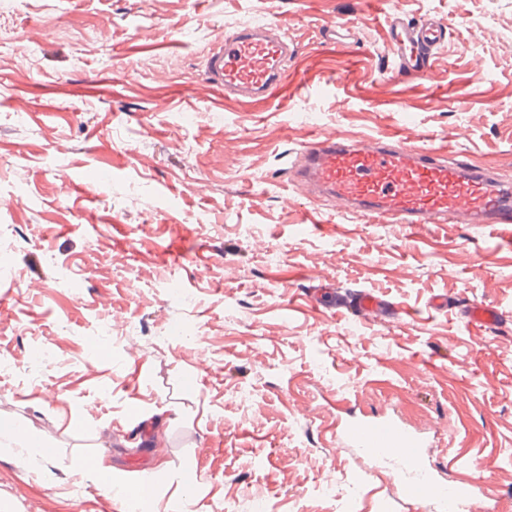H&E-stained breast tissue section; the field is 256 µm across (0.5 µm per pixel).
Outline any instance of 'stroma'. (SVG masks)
<instances>
[{
	"label": "stroma",
	"instance_id": "stroma-1",
	"mask_svg": "<svg viewBox=\"0 0 512 512\" xmlns=\"http://www.w3.org/2000/svg\"><path fill=\"white\" fill-rule=\"evenodd\" d=\"M397 5L450 29L428 75L390 70L377 0H0V512H128L90 455L114 484L152 476L153 512H410L378 462L331 454L353 405L435 432L442 477L512 503V250L488 224L400 229L290 198L297 151L336 129L512 177V0ZM255 23L287 32L309 93L208 85L216 36ZM319 267L413 319L310 307ZM471 301L507 322L468 324Z\"/></svg>",
	"mask_w": 512,
	"mask_h": 512
}]
</instances>
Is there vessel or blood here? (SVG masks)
Returning a JSON list of instances; mask_svg holds the SVG:
<instances>
[{
    "label": "vessel or blood",
    "mask_w": 512,
    "mask_h": 512,
    "mask_svg": "<svg viewBox=\"0 0 512 512\" xmlns=\"http://www.w3.org/2000/svg\"><path fill=\"white\" fill-rule=\"evenodd\" d=\"M448 41V26L430 17L409 24L400 12L387 17V44L396 74L426 75L436 50ZM288 43L267 25L224 33L206 61V76L220 90L253 100H274L288 83ZM291 185L304 198L331 200L339 214L370 224L422 228L429 224H496L512 244V184L467 155L412 144L407 136L354 138L340 133L311 137L299 152ZM330 308L374 324L406 318L372 291L333 298ZM503 312L470 303L468 323L497 326ZM337 447L379 458L415 512H502L490 500L483 478L446 484L426 459L424 439L387 416H354L335 437Z\"/></svg>",
    "instance_id": "obj_1"
}]
</instances>
